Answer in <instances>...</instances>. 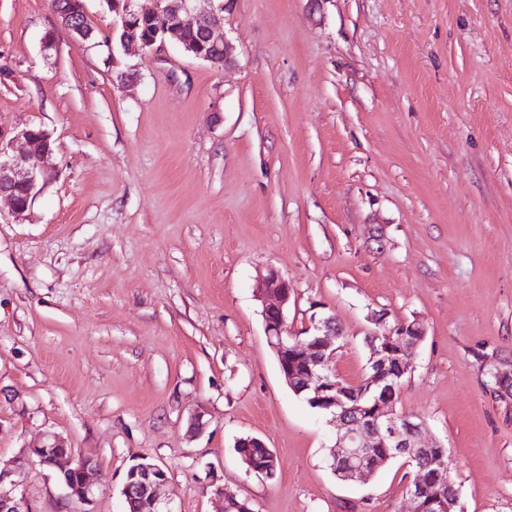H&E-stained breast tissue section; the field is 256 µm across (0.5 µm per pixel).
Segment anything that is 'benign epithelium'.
<instances>
[{"instance_id":"1","label":"benign epithelium","mask_w":512,"mask_h":512,"mask_svg":"<svg viewBox=\"0 0 512 512\" xmlns=\"http://www.w3.org/2000/svg\"><path fill=\"white\" fill-rule=\"evenodd\" d=\"M228 2L152 0L151 7L143 8L138 0H112V31L121 32L120 44L128 53L146 52L169 37L200 60L226 64L231 60L232 46L219 30ZM53 13L57 27L74 39L84 38V0H67ZM189 31L198 32L197 43L186 39ZM51 156L50 138L41 129H23L8 141L0 133V197L10 201L17 215L30 209L45 185L52 169ZM290 296L288 280L269 270L259 294L266 336L288 387L297 393H312L313 403L330 411L336 422V442L330 459L333 474L344 481H359L379 467L378 449L396 448L401 455L421 450L418 442L424 424L396 412L394 384L395 379L408 373L406 359L420 344L424 329L419 325L409 329L399 326L382 333L385 319L376 318L378 329L368 333L369 373L361 382L363 394L371 395V402L350 405L351 394L336 380L333 367L340 336L336 318H320L303 342L290 337L285 319ZM71 456L67 441L49 431L39 446L11 459H0V512H38L19 490L20 477L30 464L55 475L66 488L68 499L87 506L83 512H92L88 505L95 495L97 462L92 458L74 461ZM166 479L161 466L136 463L127 470L122 495L135 503V512H163L157 491ZM408 495L409 512H426L422 482H413Z\"/></svg>"}]
</instances>
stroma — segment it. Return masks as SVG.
<instances>
[{"mask_svg": "<svg viewBox=\"0 0 512 512\" xmlns=\"http://www.w3.org/2000/svg\"><path fill=\"white\" fill-rule=\"evenodd\" d=\"M85 5L89 41L0 0V130H44L55 166L25 217L0 201V458L61 434L98 462L92 512H125L139 462L168 512H219L223 486L253 512H407L406 460L332 473L336 428L265 335L273 268L290 335L335 316L349 384L375 317L424 328L396 411L446 448L463 512H512V0H231L222 69L126 53ZM23 489L80 512L39 467ZM254 441H256V444L261 448H258L257 446H254V448H243L244 445H241L242 448H237V452L241 458V461L245 465L246 471L249 472H254L251 469V467L258 468L269 463V466L267 468L263 467L259 470H255V472H257V474L259 473L265 476L266 478L271 479L270 477L273 476L272 473H274L276 470L275 456L273 455L268 460L266 450L267 447L265 446V444L258 438H254Z\"/></svg>", "mask_w": 512, "mask_h": 512, "instance_id": "obj_1", "label": "stroma"}]
</instances>
